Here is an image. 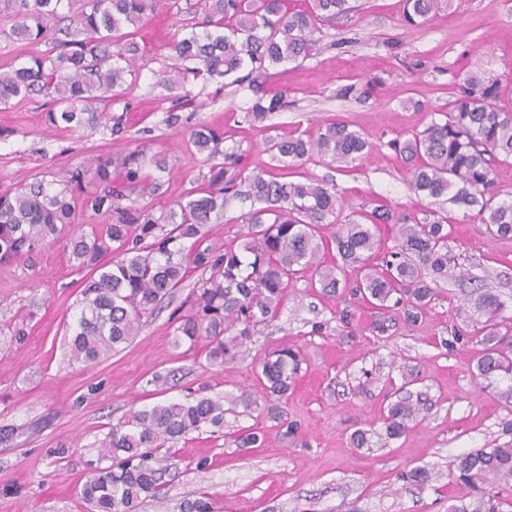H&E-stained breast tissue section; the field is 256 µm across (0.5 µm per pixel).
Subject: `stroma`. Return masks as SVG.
I'll return each mask as SVG.
<instances>
[{
	"mask_svg": "<svg viewBox=\"0 0 512 512\" xmlns=\"http://www.w3.org/2000/svg\"><path fill=\"white\" fill-rule=\"evenodd\" d=\"M355 10L322 26L308 59L282 65L255 88L214 77L188 82V98L168 95L159 75L176 66L169 42L177 10L146 18L137 38L141 51L136 84L123 115L125 134L114 141L105 123L63 131L48 124L41 98L0 104V189L64 176L94 155L117 156L145 143L167 156L172 172L159 195L130 194L128 203L153 214L174 208L201 184L210 163L189 142L205 124L224 132L225 152L240 154L248 168L271 169L266 140L292 131L317 133L330 122L348 124L370 142L371 153L344 169L315 158L301 176L324 182L338 199L325 229L384 205L424 222L431 212L451 216L448 241L484 290L506 301L512 317V237L493 238L448 198H424L409 187L403 162L390 146L448 111L459 83L487 72L512 82V0H454L452 11L421 26L401 27L403 0H350ZM371 86L365 97L339 98L341 86ZM285 91V105L263 125L246 118L255 97ZM205 272L196 270L170 300L145 318L125 349L99 362L71 361L67 343L79 311L82 272L61 246L0 266V512H89L77 494L97 445L131 410L178 400L198 389L236 396L258 393L257 362L266 352L292 346L300 369L285 405L298 424L281 439L260 409L236 407L222 431L192 433L164 477L163 497L138 512H182L185 502L209 493L215 512H448L474 505L471 488L448 475L461 452L512 442V379L477 377L482 346L475 300L451 282L417 324L397 320L387 335L372 333L375 314L345 290L324 294L314 269L290 284L281 313L255 326L248 354L207 360L208 339L175 346V311ZM350 308V323L339 312ZM25 336H15L17 325ZM168 375L164 394L150 379ZM414 379L426 405L425 419L398 439L384 436L380 411L405 379ZM265 428L263 447L246 452L228 435L246 426ZM365 429L369 443L355 448L351 435ZM208 458L206 471L195 469ZM425 465L438 480L419 489L399 481L401 471Z\"/></svg>",
	"mask_w": 512,
	"mask_h": 512,
	"instance_id": "35a3bbf8",
	"label": "stroma"
}]
</instances>
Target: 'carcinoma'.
<instances>
[{
  "label": "carcinoma",
  "instance_id": "cac0c4a2",
  "mask_svg": "<svg viewBox=\"0 0 512 512\" xmlns=\"http://www.w3.org/2000/svg\"><path fill=\"white\" fill-rule=\"evenodd\" d=\"M453 0H404L401 24L422 25L428 16ZM164 8L162 0H0V15L12 20L6 38L25 43L50 39L56 55L32 57L0 71V103L13 98L42 97L50 109L48 121L74 131L104 116L95 105L115 103L128 91L126 75L140 46L135 35L144 20ZM349 0H308L303 8H288L287 0H197L191 17L178 27L171 48L191 65L162 72L159 84L184 87L188 79L229 77L248 72L236 83L254 84L269 69L313 55L318 24L351 12ZM501 80L484 73L470 75L455 94L442 120L391 147L400 154L412 189L451 200L472 212L492 237H512V198L494 190V162L512 161V108L500 105ZM282 107V96L259 97L247 116L264 122ZM224 133L206 125L191 132V144L212 161L207 185L188 191L177 209L158 217L122 205L127 193L155 196L170 168L166 158L139 146L114 161L96 156L49 183L36 181L0 194V263L29 257L49 244L61 243L69 259L88 270L81 290L80 311L70 341L71 357L96 363L130 342L174 290L183 286L189 269L210 272L192 292L190 312L176 318L174 344L209 339L208 360H224L245 352L250 330L276 319L286 289L300 271L313 268L322 291L336 294L348 287L347 271L363 276L353 288L377 308L371 331L381 336L391 327V311L400 307L404 320L418 322L434 299L439 284L464 281L468 270L448 246L450 218L438 212L422 224L379 207L336 225L331 236L314 223L336 211V195L323 183L294 179L291 169L301 161L328 157L351 164L369 148L365 139L344 123H331L315 136L291 134L267 142L277 162L271 171H249L237 154L221 148ZM93 174L94 192H84L85 174ZM243 197L258 204L247 217L248 232L237 248L213 242L210 224L224 215V197ZM110 219L87 233L78 216ZM379 224L397 226L394 250L380 256L375 234ZM332 244L336 256L320 260L321 248ZM505 303L485 293L476 310L483 345L477 361L484 380L512 373V336L501 331ZM299 368V353L283 348L258 362L263 410L283 437L298 432L282 404L288 400ZM407 380L383 416L386 436L396 439L421 420L426 406L421 396L406 390ZM224 400L204 392L185 400L164 401L129 413L112 427L98 448V460L80 491L94 512H137L144 499L159 498L168 461V444L192 432L224 428ZM263 430L239 429L234 445L241 451L262 446ZM472 483L479 494L475 512L512 509V444L477 448L456 456L449 476ZM435 478L425 466L399 475L422 488ZM184 512H214L202 493L184 505Z\"/></svg>",
  "mask_w": 512,
  "mask_h": 512
}]
</instances>
